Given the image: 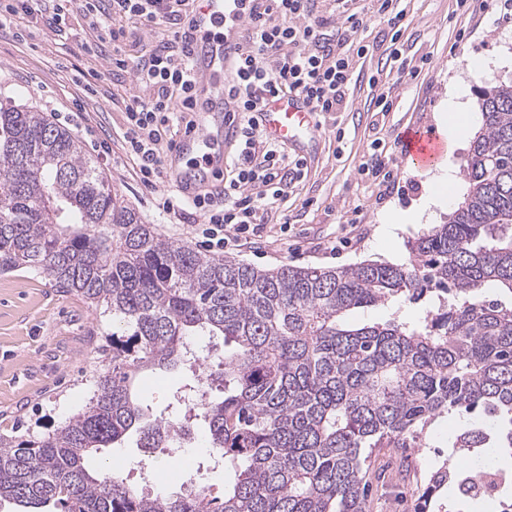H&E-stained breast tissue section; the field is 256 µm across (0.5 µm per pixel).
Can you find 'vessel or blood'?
Returning <instances> with one entry per match:
<instances>
[{"label": "vessel or blood", "instance_id": "obj_1", "mask_svg": "<svg viewBox=\"0 0 512 512\" xmlns=\"http://www.w3.org/2000/svg\"><path fill=\"white\" fill-rule=\"evenodd\" d=\"M190 19L196 120L171 152L173 180L188 196L214 190L224 171L226 150L236 132L227 120L235 108L227 96L233 78L231 61L247 28L245 16L232 0H195ZM256 119L269 140L300 154L319 139L316 114L300 95L268 96ZM400 140L405 159L421 168L433 163L445 148L442 138L428 128L406 129Z\"/></svg>", "mask_w": 512, "mask_h": 512}]
</instances>
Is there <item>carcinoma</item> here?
I'll list each match as a JSON object with an SVG mask.
<instances>
[{"label":"carcinoma","mask_w":512,"mask_h":512,"mask_svg":"<svg viewBox=\"0 0 512 512\" xmlns=\"http://www.w3.org/2000/svg\"><path fill=\"white\" fill-rule=\"evenodd\" d=\"M482 127L464 167L469 191L444 224L407 243L408 262L257 269L169 241L110 187L65 129L0 101V273L37 272L112 312V357L90 375L93 396L39 438L0 436V505L16 512H365L364 448H416L445 415L478 413L418 497L450 512L444 490L512 458V79L477 92ZM400 298L436 313L348 325L354 309ZM192 336H221L205 381L178 388L182 418L148 419L135 377L184 362ZM198 409L210 455L233 473L224 500L198 482L148 496L91 453L166 445Z\"/></svg>","instance_id":"cac0c4a2"}]
</instances>
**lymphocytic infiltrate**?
I'll return each mask as SVG.
<instances>
[{
	"instance_id": "f902f5d3",
	"label": "lymphocytic infiltrate",
	"mask_w": 512,
	"mask_h": 512,
	"mask_svg": "<svg viewBox=\"0 0 512 512\" xmlns=\"http://www.w3.org/2000/svg\"><path fill=\"white\" fill-rule=\"evenodd\" d=\"M343 9L329 15L324 0H234L248 18L247 34L235 61L237 82L229 92L238 111L237 150L224 169L221 192L193 199L162 196L166 213L190 205L201 216L198 235L212 251L250 243L260 210L274 207L288 196L303 176V162L285 147L269 142L253 118L260 98L294 93L308 99L315 112L341 111L354 76L355 57L366 56L369 45L361 35L371 17L402 29L406 14L400 0H369V10ZM184 0H0V29L20 15L50 14L65 22L81 11L88 28L104 34L112 45L113 70L132 71L145 86L142 95L124 102L125 127L121 147L137 161L145 184L166 172V133L188 131L192 121L194 76L189 66L191 32L184 22ZM163 28L161 44L142 43L143 27ZM141 42L134 59L121 55L122 46Z\"/></svg>"
}]
</instances>
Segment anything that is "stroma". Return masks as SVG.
I'll return each mask as SVG.
<instances>
[{
    "label": "stroma",
    "instance_id": "1",
    "mask_svg": "<svg viewBox=\"0 0 512 512\" xmlns=\"http://www.w3.org/2000/svg\"><path fill=\"white\" fill-rule=\"evenodd\" d=\"M401 6L407 27L398 46L404 56L423 62L419 77L402 81L392 73L381 76L378 86L369 85L391 46L386 24L372 19L364 38L373 50L355 62L360 76L344 110L320 116L316 159L278 208L261 211L259 243L228 247L227 256L259 268L401 264L408 258L407 241L427 232L424 224L382 222L386 213L409 209L423 193L430 178L425 169L400 163L396 185L383 199L377 181L359 169L369 161L374 139L392 141L409 126L441 130L449 87L461 83L473 90L481 84L467 67L469 59H487L491 74L512 78V22L501 20L495 8L463 10L457 0H402ZM111 53V44L98 43L77 14L58 33L44 18L0 30V100L43 112L63 128L75 123L74 138L143 222L166 239L199 248V214L191 208L177 215L159 210V198L175 193L174 183L166 179L145 186L133 160L113 141L125 124L120 99L138 86L132 72L108 74ZM97 74L103 77L98 92L86 97L83 88ZM379 90L391 96L390 112L373 110L370 101ZM111 333L110 313L91 308L36 272L0 273V435L43 434L81 411L93 394L87 376L97 349ZM200 378L184 365L145 371L136 385L144 407L158 415L178 387ZM463 424V418L451 415L428 428L421 447L368 451V512H414L417 490L441 464V451ZM179 461L175 472L165 455L156 456L147 470L156 494H177L181 476L197 475L210 496L223 498L232 475L214 463L206 445L181 449Z\"/></svg>",
    "mask_w": 512,
    "mask_h": 512
}]
</instances>
